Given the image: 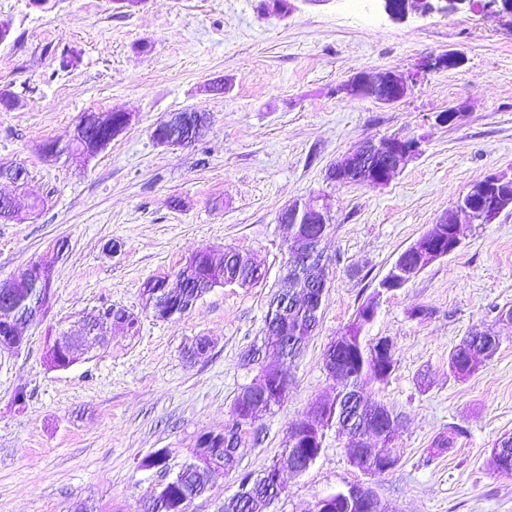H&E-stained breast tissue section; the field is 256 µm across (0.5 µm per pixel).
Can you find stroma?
I'll use <instances>...</instances> for the list:
<instances>
[{
	"label": "stroma",
	"mask_w": 512,
	"mask_h": 512,
	"mask_svg": "<svg viewBox=\"0 0 512 512\" xmlns=\"http://www.w3.org/2000/svg\"><path fill=\"white\" fill-rule=\"evenodd\" d=\"M12 33L0 44V167L21 165L23 189L0 180L23 218L0 221V285L37 261L53 264L47 314L0 352V512H138L141 502L193 461L199 436L223 432L234 399L257 375L242 355L260 340L287 260L288 203L327 197L331 229L320 324L286 367L288 397L244 448L240 469L261 473L284 455L287 432L331 402L324 353L409 245L488 174L512 177V18L491 0L390 19L345 0H0ZM77 63L58 67L64 51ZM458 52L461 67L432 72L403 100L350 97L354 74L410 67ZM455 109L451 125L434 120ZM208 113L189 148L152 139L176 112ZM126 112L132 121L85 166L40 153L67 142L82 113ZM418 137L422 152L383 186L327 181L329 166L367 138ZM462 244L384 296L367 342L394 344L387 381L367 386L399 417L397 462L364 475L347 437L326 430L303 473L284 472L266 512H308L327 494L368 483L377 512H512V473L492 450L512 436V211L467 224ZM235 249L265 276L216 287L181 316L159 319L141 297L197 251ZM134 313L136 332L88 342L69 368L47 361V339L77 334L83 313ZM495 332L491 360L460 377L448 367L463 337ZM204 336L206 356L183 351ZM163 452L165 463L142 467Z\"/></svg>",
	"instance_id": "35a3bbf8"
}]
</instances>
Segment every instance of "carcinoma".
<instances>
[{"instance_id": "obj_1", "label": "carcinoma", "mask_w": 512, "mask_h": 512, "mask_svg": "<svg viewBox=\"0 0 512 512\" xmlns=\"http://www.w3.org/2000/svg\"><path fill=\"white\" fill-rule=\"evenodd\" d=\"M101 133L98 126L84 131L83 136L62 146L58 155L72 156L93 142ZM330 224H309V236L315 241L314 247L306 254L298 257L295 267L288 272V280L282 282L280 289L270 299L265 319V333L261 343H254L246 353L247 364L259 363L260 353L273 350L284 361L291 363L301 353L318 323L322 304L320 295L326 291L323 278L315 275L323 260L321 242ZM223 279L227 281H260L254 276L252 258L236 250L224 251V256L216 261ZM213 276L212 264L200 261L193 269L180 268L175 274V281L165 278L153 280L150 288L142 289L145 308L154 312L155 316L168 319L188 311L198 297L208 289L207 280ZM42 283L35 279H24L10 289L8 299H0V311L7 312L15 320L23 323L33 317L35 304L41 300ZM364 308H359L354 321L341 334L350 338L355 351L362 354L372 347L362 339L366 327L362 317ZM138 318L121 307H110L108 313H91L84 319L85 333L96 339L104 335L103 326L110 324L113 328L127 332L136 326ZM499 341L492 334L474 335L464 338L449 354V363L460 369L465 376L474 370L471 362L475 356L492 357L498 350ZM325 358L336 364V398L319 409L315 424L325 430L336 428V433L347 434L354 438L375 437L378 443L373 448H365L364 453L356 460L355 467L367 475H373L384 465L385 460L393 456V429L390 424L397 423L394 416L384 405L372 403L363 391V387L377 382L372 367L365 362L354 363L348 351L343 347H334L325 352ZM240 407L252 411L258 421L272 410L274 404L268 397L252 390L246 385L238 392L233 409ZM246 441L238 432L231 431L224 439V448L220 453L222 464L238 472L241 448ZM239 491L224 503L222 512H264L265 507L274 500L281 490L274 489L266 483L265 474L253 475L239 472ZM207 476L196 463L192 462L179 472V481L174 485L173 495L169 497H153L140 506V512H180L179 504L188 499L193 500L205 494Z\"/></svg>"}]
</instances>
